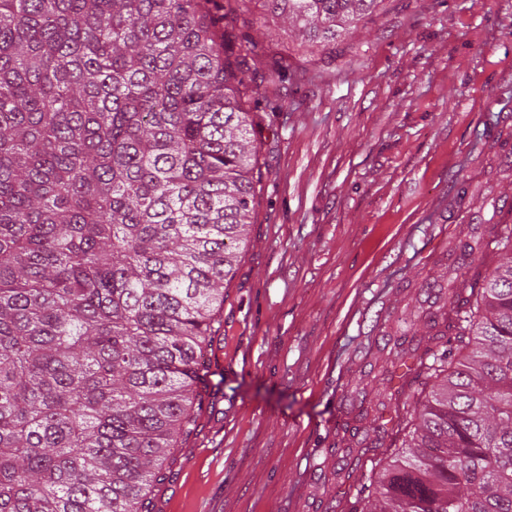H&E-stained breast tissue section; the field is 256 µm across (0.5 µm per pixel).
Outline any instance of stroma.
<instances>
[{"label":"stroma","instance_id":"1","mask_svg":"<svg viewBox=\"0 0 512 512\" xmlns=\"http://www.w3.org/2000/svg\"><path fill=\"white\" fill-rule=\"evenodd\" d=\"M243 7L251 66L287 58L292 85H267L269 109L241 92L256 205L153 512H343L401 444L406 365L436 345L460 243L483 242L484 272L512 225V0H381L324 47L267 0Z\"/></svg>","mask_w":512,"mask_h":512}]
</instances>
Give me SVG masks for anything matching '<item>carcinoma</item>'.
<instances>
[{
    "mask_svg": "<svg viewBox=\"0 0 512 512\" xmlns=\"http://www.w3.org/2000/svg\"><path fill=\"white\" fill-rule=\"evenodd\" d=\"M323 46L379 0H268ZM223 0H0V512H152L256 204ZM345 512H512V226Z\"/></svg>",
    "mask_w": 512,
    "mask_h": 512,
    "instance_id": "obj_1",
    "label": "carcinoma"
}]
</instances>
